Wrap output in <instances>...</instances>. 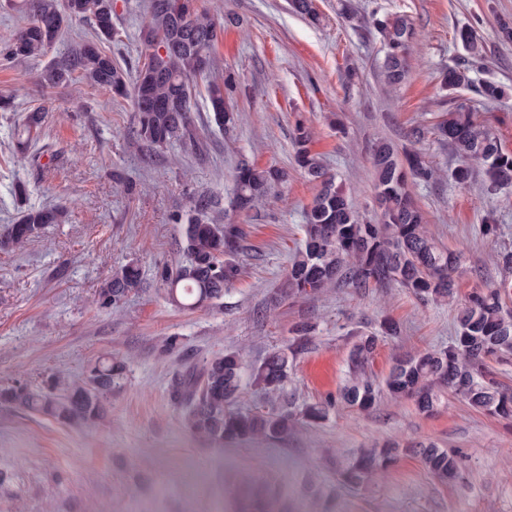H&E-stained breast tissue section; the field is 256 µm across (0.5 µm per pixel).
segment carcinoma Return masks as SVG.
Here are the masks:
<instances>
[{
    "label": "carcinoma",
    "instance_id": "1",
    "mask_svg": "<svg viewBox=\"0 0 512 512\" xmlns=\"http://www.w3.org/2000/svg\"><path fill=\"white\" fill-rule=\"evenodd\" d=\"M196 0H149L143 22L142 62L134 79L112 59L103 43L118 36L112 0H9L10 6L27 14V23L0 44V59L22 63L45 55L74 21L87 23L92 37L84 40L60 62L42 71L38 79L49 87L68 85L74 77L104 88L115 97L131 98L134 105V134L150 150L162 149L176 141L192 147L193 94L198 80H207L211 103L210 121L227 130L237 115L230 102L239 85L230 79L220 83L209 79L213 50L224 33V23ZM370 25L381 37V72L385 82L396 87L409 72V50L416 38L411 20L405 15H371ZM457 40L474 57L483 47L475 30L462 27ZM444 84L455 90L473 84L471 69L448 68ZM486 101L505 95L504 87L486 80L478 87ZM48 108L41 106L14 128L18 144L27 147L41 127ZM438 137L451 145L457 165L451 179L469 185L475 171L483 175L485 194L512 190V151L503 147L493 131L478 123L470 107L459 103L437 123ZM297 165L319 185L303 225V244L288 265L280 285V297L302 299L328 288L405 289L423 305H453L455 335L447 346L427 349L395 360L384 384L368 374V366L381 340L400 335V327L386 318L379 329L355 335L346 362V382L336 399L307 404L299 410L277 408L267 412L242 409L244 379L270 394H281L288 378L290 357L309 343V327L297 329L292 346L274 349L257 366L248 365L240 352H228L176 375L171 395L186 409V427L196 436L222 444L257 438L276 439L288 435L298 423L316 424L340 403L360 414H368L382 395L392 399L411 398L419 411L437 410L441 391L448 389L471 408L503 419H512V388L490 376L487 360L512 357V311L506 300L512 297V279L475 292L457 303L456 274L460 256L439 242L428 230L424 213L413 188L433 181L437 171L418 150L399 156L389 143H380L373 154L375 174V219L367 221L345 194L343 185L329 173L310 144V129L297 123L293 129ZM288 172L259 167L241 161L234 177L231 206L257 211ZM218 202L206 194L197 195L189 213L176 218L182 225L176 246L185 261L176 267L156 270L155 279L168 300L183 310L213 305L240 275L238 256L243 250V227L220 224L213 213ZM62 212L53 207L29 208L0 233V250L21 249L48 224H57ZM140 267L127 263L112 272L100 287L98 301L117 306L129 294L143 288ZM124 362L113 358L94 364L86 380L73 382L62 373L53 375L46 390L34 392L25 386L0 389V402L29 412L47 415L64 424H93L104 412V397L122 387ZM404 449L395 443L359 448L337 462L336 482L355 491L368 485L391 468ZM425 468L446 483L459 472L457 457L434 442L415 445ZM237 512H288L278 493L250 485L235 490Z\"/></svg>",
    "mask_w": 512,
    "mask_h": 512
}]
</instances>
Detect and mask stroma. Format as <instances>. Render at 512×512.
I'll use <instances>...</instances> for the list:
<instances>
[{
    "label": "stroma",
    "instance_id": "obj_1",
    "mask_svg": "<svg viewBox=\"0 0 512 512\" xmlns=\"http://www.w3.org/2000/svg\"><path fill=\"white\" fill-rule=\"evenodd\" d=\"M353 2L366 14L407 15L419 32L409 74L397 88L380 77L377 33L343 22L338 0H313L315 25L293 13L288 0H197L227 17L213 66L234 76L247 95L227 134L208 125L207 92L198 90L192 112L198 144L188 149L132 145V103L105 89L80 79L54 89L38 81V73L83 41V24L70 25L54 49L27 63V80H19L21 68L0 63V95H13L17 106L0 112V230L31 206L67 211L23 250L0 252V388L21 383L38 391L58 372L80 381L106 355L126 364L123 386L104 400L105 418L91 426L0 402V512H235L230 491L239 482L274 485L293 512H324L311 496L314 485L334 490L335 512H512V421L476 411L451 393H443L430 416L412 400L384 399L367 415L331 409L321 423L297 426L283 440L224 444L193 436L170 396L183 368L240 348L248 363H258L287 348L302 323L313 328L311 342L286 382L298 407L336 394L354 333L382 319L397 322L401 333L380 342L369 365L380 383L396 356L445 346L455 334L453 307L422 305L396 286L333 288L274 302L319 189L295 163L296 121L311 128L312 150L366 219L375 216V147L389 141L408 149L409 131L424 128L419 148L440 176L414 192L430 230L461 255L459 299L504 276L494 252L512 248V191L485 196L478 177L458 187L450 177L456 156L430 129L439 113L464 101L512 150V43L498 37L500 23L512 21V0ZM148 3L113 0L119 35L108 48L131 70L141 59ZM464 26L476 30L483 55L473 63V86L446 90L448 67L467 57L456 38ZM485 80L502 84L505 97L484 102L475 85ZM48 98L54 110L38 143L29 153L16 151L14 126ZM244 159L288 171L274 200L256 212L230 204ZM116 168L141 192L130 196L117 186ZM20 182L27 189L22 197L15 192ZM200 193L218 199L224 222L243 225L247 236L241 273L223 300L187 311L168 302L153 273L183 262L173 218ZM490 214L499 224L491 241L480 232ZM131 261L144 273L143 290L119 307L101 306L104 279ZM387 441L407 446V453L359 491L338 487L336 458ZM426 441L458 456L456 482L442 484L410 453Z\"/></svg>",
    "mask_w": 512,
    "mask_h": 512
}]
</instances>
